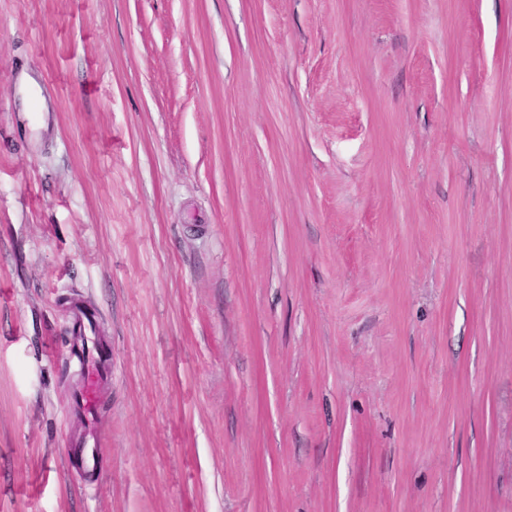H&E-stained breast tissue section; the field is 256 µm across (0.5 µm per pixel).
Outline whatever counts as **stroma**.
<instances>
[{"label": "stroma", "mask_w": 512, "mask_h": 512, "mask_svg": "<svg viewBox=\"0 0 512 512\" xmlns=\"http://www.w3.org/2000/svg\"><path fill=\"white\" fill-rule=\"evenodd\" d=\"M0 512H512V0H0ZM98 314L77 309L74 316L73 336L76 337L74 355L83 366L84 380L72 396V411L85 417L86 434L78 440L70 441L65 459L68 466L79 465L98 484L102 477L101 440L98 419L101 409L99 385L112 378V355L108 346L94 344L88 346L89 336H95Z\"/></svg>", "instance_id": "35a3bbf8"}]
</instances>
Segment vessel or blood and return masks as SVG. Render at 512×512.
Listing matches in <instances>:
<instances>
[{"mask_svg": "<svg viewBox=\"0 0 512 512\" xmlns=\"http://www.w3.org/2000/svg\"><path fill=\"white\" fill-rule=\"evenodd\" d=\"M97 326V313L76 310L73 324L76 338L74 354L83 366L84 380L73 393L71 408L73 412L85 417L87 431L79 439L69 442L65 459L67 465L80 466L87 475L98 480L102 477L98 429L101 409L99 386L112 376V355L104 345H89L88 339L96 334Z\"/></svg>", "mask_w": 512, "mask_h": 512, "instance_id": "obj_1", "label": "vessel or blood"}]
</instances>
